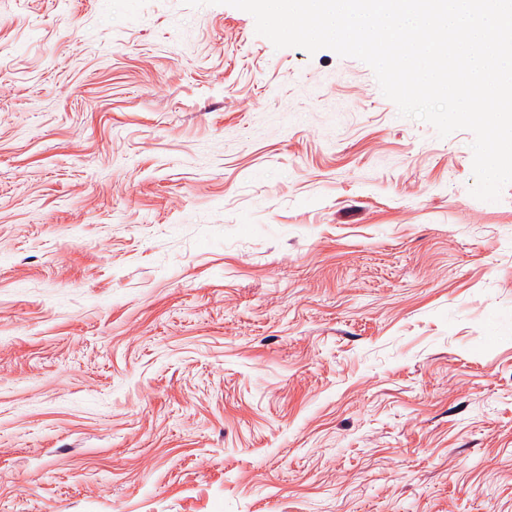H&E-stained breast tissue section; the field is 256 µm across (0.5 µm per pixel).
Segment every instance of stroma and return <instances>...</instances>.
Segmentation results:
<instances>
[{
	"mask_svg": "<svg viewBox=\"0 0 512 512\" xmlns=\"http://www.w3.org/2000/svg\"><path fill=\"white\" fill-rule=\"evenodd\" d=\"M473 139L229 5L0 0V512H512Z\"/></svg>",
	"mask_w": 512,
	"mask_h": 512,
	"instance_id": "35a3bbf8",
	"label": "stroma"
}]
</instances>
